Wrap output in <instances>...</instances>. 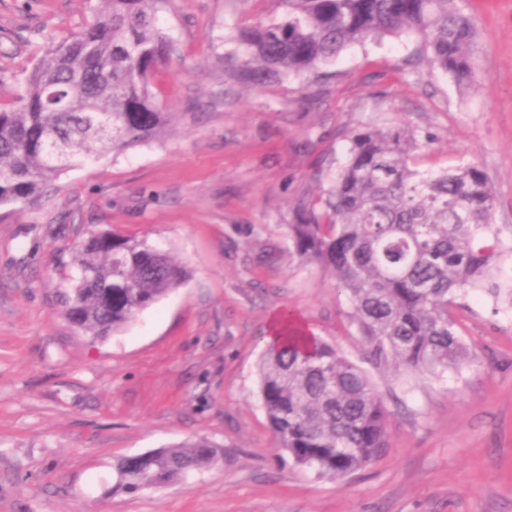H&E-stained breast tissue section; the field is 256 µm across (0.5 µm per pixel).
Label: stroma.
<instances>
[{"label":"stroma","mask_w":512,"mask_h":512,"mask_svg":"<svg viewBox=\"0 0 512 512\" xmlns=\"http://www.w3.org/2000/svg\"><path fill=\"white\" fill-rule=\"evenodd\" d=\"M477 29L479 81L412 68L414 39L347 48L312 98L282 77L224 84L238 28L280 16L278 0H171L173 39L154 86L162 135L63 171L54 191L0 220V512H512V302L484 293L454 312L474 361L435 379L380 377L389 446L342 481L279 451L257 366L290 309L352 360L361 346L329 271L291 261L288 226L320 197L318 169L351 135L403 122L436 138L420 169L474 163L512 247V0H460ZM100 0H0V105L41 59L81 31ZM149 238L186 282L104 339L81 333L62 298L90 230ZM200 438L223 451L187 483L115 490L117 459Z\"/></svg>","instance_id":"obj_1"}]
</instances>
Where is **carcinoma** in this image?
Masks as SVG:
<instances>
[{"label":"carcinoma","instance_id":"carcinoma-1","mask_svg":"<svg viewBox=\"0 0 512 512\" xmlns=\"http://www.w3.org/2000/svg\"><path fill=\"white\" fill-rule=\"evenodd\" d=\"M105 8L53 49L0 107V215L45 196L69 167L158 136L171 113L154 76L174 52L158 25L169 0H101ZM279 18L242 27L225 55L224 81L260 91L283 75L311 85L321 67L370 38L420 41L429 66L458 84L477 83L476 29L456 0H280ZM432 144L407 124L366 127L350 140L325 197L301 205L288 225L290 255L329 270L347 298L363 360L341 355L299 329L288 309L258 364L259 396L277 447L320 477L342 480L388 447L390 410L373 373L441 377L470 362L451 313L459 296H512L501 279L493 186L478 165L439 171L414 166ZM64 314L106 337L188 277L146 237L90 231L76 248ZM206 439L118 460L116 487L154 489L214 465Z\"/></svg>","mask_w":512,"mask_h":512}]
</instances>
